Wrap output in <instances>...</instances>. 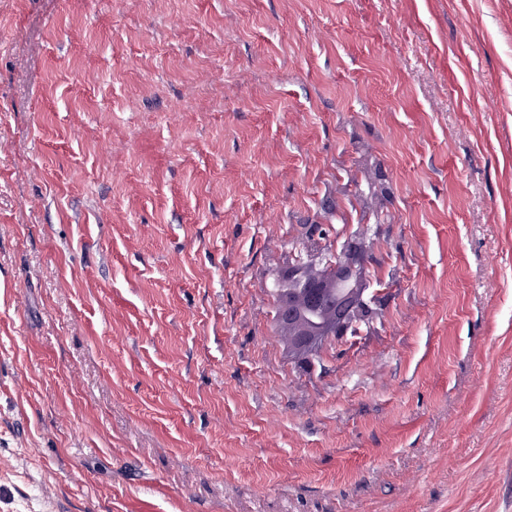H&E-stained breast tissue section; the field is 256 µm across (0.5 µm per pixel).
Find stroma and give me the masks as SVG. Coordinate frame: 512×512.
<instances>
[{
    "label": "stroma",
    "instance_id": "35a3bbf8",
    "mask_svg": "<svg viewBox=\"0 0 512 512\" xmlns=\"http://www.w3.org/2000/svg\"><path fill=\"white\" fill-rule=\"evenodd\" d=\"M0 512H512V0H0ZM367 258L365 241L351 236L344 241L340 252L329 247L290 258L288 260V277L285 279L289 290L301 296L309 292L322 291L324 283H332L336 278L348 285L352 281L355 295L361 298L358 303L347 310L345 318L354 321V316L357 315L359 310V304L366 300L362 281V267L366 264ZM313 266L331 272L324 283L316 282L311 278L308 268Z\"/></svg>",
    "mask_w": 512,
    "mask_h": 512
}]
</instances>
